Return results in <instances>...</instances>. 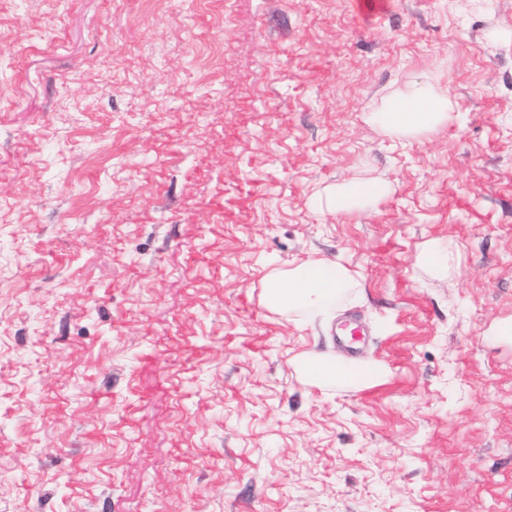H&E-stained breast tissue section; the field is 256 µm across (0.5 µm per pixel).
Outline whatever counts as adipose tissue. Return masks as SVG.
I'll return each mask as SVG.
<instances>
[{"instance_id":"1","label":"adipose tissue","mask_w":512,"mask_h":512,"mask_svg":"<svg viewBox=\"0 0 512 512\" xmlns=\"http://www.w3.org/2000/svg\"><path fill=\"white\" fill-rule=\"evenodd\" d=\"M451 104L439 82L414 79L385 96L368 122L400 140H419L433 134L447 121ZM393 192L381 178L350 179L324 187L312 198L319 210L354 213L376 205ZM354 273L341 263L310 259L269 275L263 301L275 313L328 321L343 294L357 288ZM295 372L305 384L326 389L338 384L369 387L381 382L386 371L380 364L346 362L343 357L310 353L297 359Z\"/></svg>"}]
</instances>
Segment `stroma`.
I'll return each mask as SVG.
<instances>
[{"label": "stroma", "mask_w": 512, "mask_h": 512, "mask_svg": "<svg viewBox=\"0 0 512 512\" xmlns=\"http://www.w3.org/2000/svg\"><path fill=\"white\" fill-rule=\"evenodd\" d=\"M434 76L437 132L366 122ZM320 257L377 385L262 303ZM506 321L512 0H0V512H512ZM392 192L391 182L385 179H350L324 187L313 196L311 203L319 210L349 214L376 205ZM452 260V254L447 246L438 240L425 241L418 249L416 262L432 273L439 275L448 270V263ZM295 372L305 384L326 389L337 384L369 387L386 377L384 367L378 363H346L341 356L310 353L297 359Z\"/></svg>", "instance_id": "35a3bbf8"}]
</instances>
